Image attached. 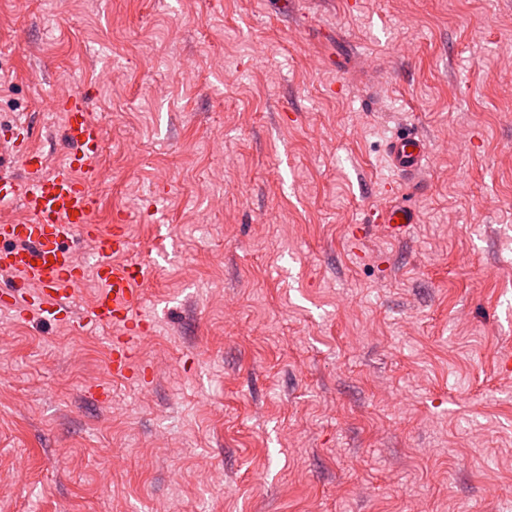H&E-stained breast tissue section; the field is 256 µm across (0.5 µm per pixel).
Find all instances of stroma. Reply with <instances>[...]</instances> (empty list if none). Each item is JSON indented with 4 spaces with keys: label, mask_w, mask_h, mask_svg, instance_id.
Listing matches in <instances>:
<instances>
[{
    "label": "stroma",
    "mask_w": 512,
    "mask_h": 512,
    "mask_svg": "<svg viewBox=\"0 0 512 512\" xmlns=\"http://www.w3.org/2000/svg\"><path fill=\"white\" fill-rule=\"evenodd\" d=\"M509 43L512 0H0V121L105 127L153 375L0 307V512H512ZM411 147V151H408ZM429 155L425 137L414 129L391 137L385 147V156L391 169L397 174H414L421 170ZM382 224H388L394 232L404 230L408 224H415L416 214L413 208L407 205L390 204L382 208L379 213Z\"/></svg>",
    "instance_id": "35a3bbf8"
}]
</instances>
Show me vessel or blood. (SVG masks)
Instances as JSON below:
<instances>
[{"instance_id": "1", "label": "vessel or blood", "mask_w": 512, "mask_h": 512, "mask_svg": "<svg viewBox=\"0 0 512 512\" xmlns=\"http://www.w3.org/2000/svg\"><path fill=\"white\" fill-rule=\"evenodd\" d=\"M48 105L65 116L70 151L62 169L49 170L43 154L29 147L26 122L0 125V205H15L24 213L23 220L0 221V271L13 275L0 290V305L22 314L35 309L57 323H68L70 302L85 274L75 260L76 247L96 243L100 289L86 309L85 321L115 327L107 344L108 372L114 378H134L140 371L130 337L147 332L148 325L132 309L145 273L120 259L128 249L123 225H112L106 232L92 220L99 200L89 185L97 177L104 128L80 93L52 97ZM428 155L425 137L413 129L391 137L385 147L391 169L399 174L418 172ZM380 218L399 232L415 223L416 214L410 206L390 204L382 208Z\"/></svg>"}]
</instances>
